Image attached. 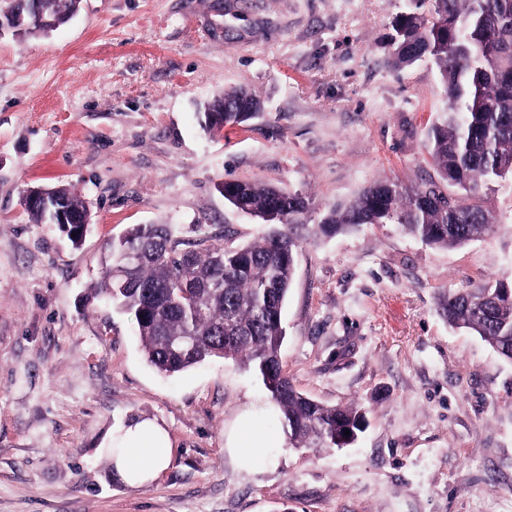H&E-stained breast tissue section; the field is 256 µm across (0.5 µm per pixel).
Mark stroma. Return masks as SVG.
I'll return each instance as SVG.
<instances>
[{
  "instance_id": "1",
  "label": "stroma",
  "mask_w": 512,
  "mask_h": 512,
  "mask_svg": "<svg viewBox=\"0 0 512 512\" xmlns=\"http://www.w3.org/2000/svg\"><path fill=\"white\" fill-rule=\"evenodd\" d=\"M414 0H82L46 35H0V512H512V362L437 309L512 275V178L482 187L490 236L438 248L397 224L313 237L283 313V372L367 427L341 448L278 451L247 475L224 424L261 377L233 359L175 376L133 321L94 298L108 241L134 224L236 247L259 219L217 191L268 183L313 198L320 223L376 181L436 178L425 149L445 107L437 67L389 65ZM244 87L263 105L213 137L204 105ZM92 219L81 246L31 223L34 187ZM133 416L168 428L158 479L119 480L105 440Z\"/></svg>"
}]
</instances>
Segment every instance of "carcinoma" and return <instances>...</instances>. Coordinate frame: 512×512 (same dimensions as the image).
Here are the masks:
<instances>
[{"label": "carcinoma", "mask_w": 512, "mask_h": 512, "mask_svg": "<svg viewBox=\"0 0 512 512\" xmlns=\"http://www.w3.org/2000/svg\"><path fill=\"white\" fill-rule=\"evenodd\" d=\"M81 0H0V11L24 16L28 34L40 20L58 27ZM390 64L432 60L442 78L445 112L428 131V153L444 184L399 181L371 184L354 200L331 208L314 225L334 237L363 224H398L428 245L457 247L495 229L491 212L476 202L482 186L512 177V0H416L395 18ZM254 99L239 88L224 92L204 113V127L241 123ZM224 199L270 226L239 248L216 240L182 248L166 224H134L108 244L95 294L136 325L148 365L172 376L211 358H234L258 372L278 405L295 447L336 445V437L362 432L367 418L353 405L327 406L298 391L283 374L282 314L309 225L312 199L260 182H222ZM75 212L87 204L68 188H54ZM512 281L443 294L448 324L479 336L512 362Z\"/></svg>", "instance_id": "carcinoma-1"}]
</instances>
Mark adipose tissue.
I'll return each mask as SVG.
<instances>
[{
	"label": "adipose tissue",
	"mask_w": 512,
	"mask_h": 512,
	"mask_svg": "<svg viewBox=\"0 0 512 512\" xmlns=\"http://www.w3.org/2000/svg\"><path fill=\"white\" fill-rule=\"evenodd\" d=\"M277 412L274 402L254 399L225 424L224 451L239 470L251 473L275 465L274 451L285 443L284 434L269 428ZM108 441L116 475L132 487H144L155 481L169 464L174 448L163 424L142 417L122 422L113 429Z\"/></svg>",
	"instance_id": "1"
}]
</instances>
